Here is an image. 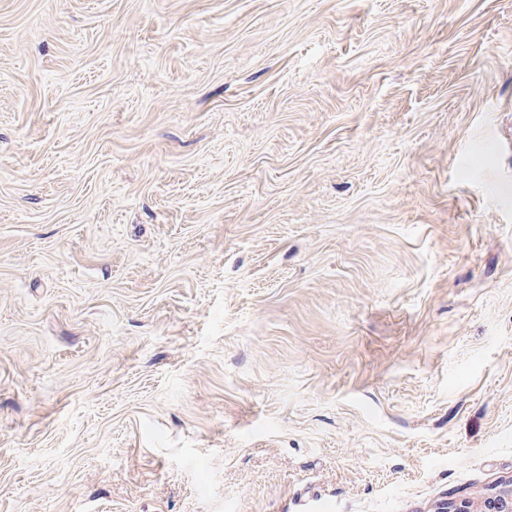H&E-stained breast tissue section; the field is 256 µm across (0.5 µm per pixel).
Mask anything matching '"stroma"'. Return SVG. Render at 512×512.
<instances>
[{
	"mask_svg": "<svg viewBox=\"0 0 512 512\" xmlns=\"http://www.w3.org/2000/svg\"><path fill=\"white\" fill-rule=\"evenodd\" d=\"M511 477L512 0H0V512Z\"/></svg>",
	"mask_w": 512,
	"mask_h": 512,
	"instance_id": "stroma-1",
	"label": "stroma"
}]
</instances>
